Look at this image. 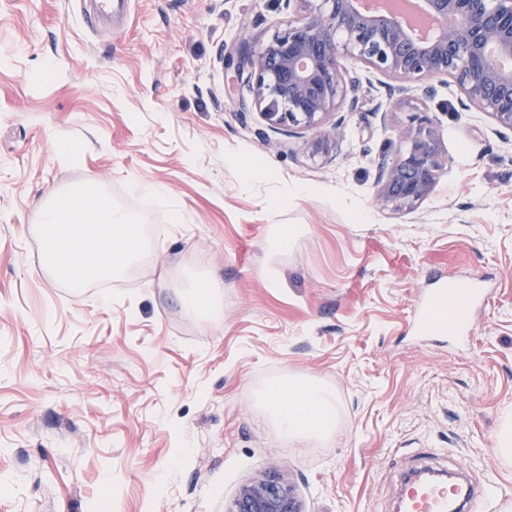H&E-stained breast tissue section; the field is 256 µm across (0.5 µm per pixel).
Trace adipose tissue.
Masks as SVG:
<instances>
[{
	"mask_svg": "<svg viewBox=\"0 0 512 512\" xmlns=\"http://www.w3.org/2000/svg\"><path fill=\"white\" fill-rule=\"evenodd\" d=\"M141 220L103 197L78 189L52 198L42 210L41 231L56 273L80 285L124 272L140 257ZM279 431L291 439L330 438L339 416L335 394L315 383L289 394L269 393Z\"/></svg>",
	"mask_w": 512,
	"mask_h": 512,
	"instance_id": "1",
	"label": "adipose tissue"
}]
</instances>
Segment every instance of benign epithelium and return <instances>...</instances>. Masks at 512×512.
<instances>
[{
    "mask_svg": "<svg viewBox=\"0 0 512 512\" xmlns=\"http://www.w3.org/2000/svg\"><path fill=\"white\" fill-rule=\"evenodd\" d=\"M255 52L241 47L236 79L253 78L254 102L273 127L314 129L328 117L359 103L358 66L399 82L389 94L416 86L434 93L433 82L452 79L461 104L489 114L512 130V69L498 68L489 55L512 58V0H424L428 15L442 21L429 41L413 40L393 16L364 14L353 0H318ZM400 148L376 166L375 197L382 207L415 209L446 171L439 139L429 125L398 130ZM227 512H302L291 480L283 474L257 476L242 485Z\"/></svg>",
    "mask_w": 512,
    "mask_h": 512,
    "instance_id": "7a95c632",
    "label": "benign epithelium"
}]
</instances>
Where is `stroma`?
I'll return each instance as SVG.
<instances>
[{"instance_id": "stroma-1", "label": "stroma", "mask_w": 512, "mask_h": 512, "mask_svg": "<svg viewBox=\"0 0 512 512\" xmlns=\"http://www.w3.org/2000/svg\"><path fill=\"white\" fill-rule=\"evenodd\" d=\"M0 0V512H226L289 475L306 512H390L403 473L448 466L512 512L496 440L512 409V131L360 68L344 133L271 128L241 46L299 17L284 0ZM422 112L446 173L415 211L375 200L378 158ZM74 153L60 150L62 142ZM158 183L163 206L141 184ZM92 186L142 219L132 271L73 287L45 259V203ZM290 230L269 251L271 225ZM222 286L209 322L187 280ZM489 276L473 344L414 337L438 278ZM293 381L335 393L330 441L282 435L258 397Z\"/></svg>"}]
</instances>
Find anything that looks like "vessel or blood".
<instances>
[{
  "mask_svg": "<svg viewBox=\"0 0 512 512\" xmlns=\"http://www.w3.org/2000/svg\"><path fill=\"white\" fill-rule=\"evenodd\" d=\"M489 295L479 279L467 283L437 282L413 304L411 328L415 335L433 337L438 333L437 318H453L451 331L457 342L469 345L473 335L472 319L478 307L487 305ZM487 496L436 471L409 475L402 486L398 512H485Z\"/></svg>",
  "mask_w": 512,
  "mask_h": 512,
  "instance_id": "1",
  "label": "vessel or blood"
}]
</instances>
